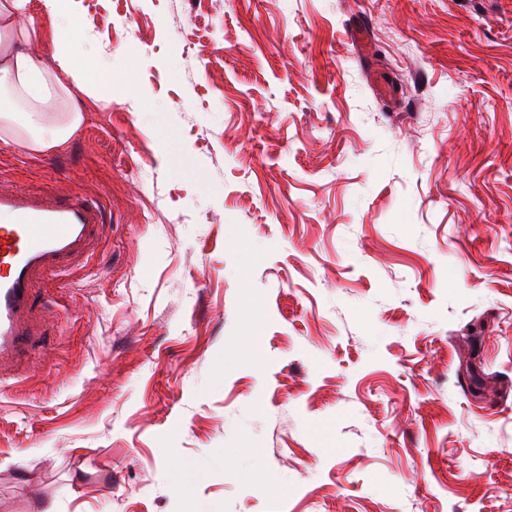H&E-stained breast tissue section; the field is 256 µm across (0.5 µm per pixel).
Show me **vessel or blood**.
Returning <instances> with one entry per match:
<instances>
[{
	"instance_id": "vessel-or-blood-1",
	"label": "vessel or blood",
	"mask_w": 512,
	"mask_h": 512,
	"mask_svg": "<svg viewBox=\"0 0 512 512\" xmlns=\"http://www.w3.org/2000/svg\"><path fill=\"white\" fill-rule=\"evenodd\" d=\"M104 227L99 203L88 197L0 192V382L37 340V281L73 273L94 255Z\"/></svg>"
}]
</instances>
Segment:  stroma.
Returning <instances> with one entry per match:
<instances>
[{"mask_svg":"<svg viewBox=\"0 0 512 512\" xmlns=\"http://www.w3.org/2000/svg\"><path fill=\"white\" fill-rule=\"evenodd\" d=\"M80 23L105 100L55 149L0 134V189L106 224L38 285L0 512H512V0Z\"/></svg>","mask_w":512,"mask_h":512,"instance_id":"obj_1","label":"stroma"}]
</instances>
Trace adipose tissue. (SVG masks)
<instances>
[{
    "label": "adipose tissue",
    "instance_id": "ef3b65f1",
    "mask_svg": "<svg viewBox=\"0 0 512 512\" xmlns=\"http://www.w3.org/2000/svg\"><path fill=\"white\" fill-rule=\"evenodd\" d=\"M57 18L75 13L76 0H0V129L34 150L64 144L82 123V109L74 91L99 98L100 83L89 74L72 49L78 22L55 34L53 65H46L33 45L41 35L33 9ZM25 104L28 116L17 121V106Z\"/></svg>",
    "mask_w": 512,
    "mask_h": 512
}]
</instances>
